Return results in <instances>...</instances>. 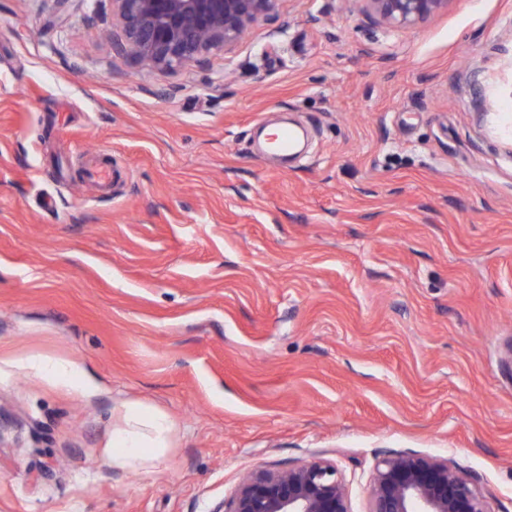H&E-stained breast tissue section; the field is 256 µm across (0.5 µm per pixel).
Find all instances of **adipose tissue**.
Returning a JSON list of instances; mask_svg holds the SVG:
<instances>
[{
    "instance_id": "adipose-tissue-1",
    "label": "adipose tissue",
    "mask_w": 512,
    "mask_h": 512,
    "mask_svg": "<svg viewBox=\"0 0 512 512\" xmlns=\"http://www.w3.org/2000/svg\"><path fill=\"white\" fill-rule=\"evenodd\" d=\"M172 428L166 414L140 403L126 404L123 425L112 433L114 461L135 466L157 457L166 448Z\"/></svg>"
}]
</instances>
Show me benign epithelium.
<instances>
[{
  "label": "benign epithelium",
  "mask_w": 512,
  "mask_h": 512,
  "mask_svg": "<svg viewBox=\"0 0 512 512\" xmlns=\"http://www.w3.org/2000/svg\"><path fill=\"white\" fill-rule=\"evenodd\" d=\"M283 0H112L122 47L138 63L177 70L213 50L233 51L248 32L278 17ZM451 0H353L389 28L408 29L448 9ZM212 512H352L336 465L314 457L288 469L257 468ZM368 512H491L474 478L448 460L386 455L373 470Z\"/></svg>",
  "instance_id": "benign-epithelium-1"
}]
</instances>
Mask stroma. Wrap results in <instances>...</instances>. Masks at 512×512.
I'll use <instances>...</instances> for the list:
<instances>
[{
    "mask_svg": "<svg viewBox=\"0 0 512 512\" xmlns=\"http://www.w3.org/2000/svg\"><path fill=\"white\" fill-rule=\"evenodd\" d=\"M285 118L286 166L257 138ZM511 339L512 0L409 30L283 0L173 72L112 0H0V512H213L313 456L367 512L398 453L512 512ZM129 402L173 422L136 468ZM19 363L35 375L49 380H70L79 375V371L72 363L47 357L32 356Z\"/></svg>",
    "mask_w": 512,
    "mask_h": 512,
    "instance_id": "35a3bbf8",
    "label": "stroma"
}]
</instances>
